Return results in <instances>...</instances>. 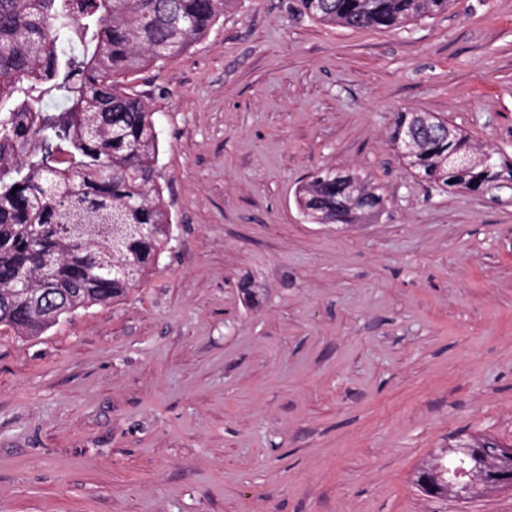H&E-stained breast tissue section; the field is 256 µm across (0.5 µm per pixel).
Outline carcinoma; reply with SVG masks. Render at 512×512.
Returning <instances> with one entry per match:
<instances>
[{
    "label": "carcinoma",
    "mask_w": 512,
    "mask_h": 512,
    "mask_svg": "<svg viewBox=\"0 0 512 512\" xmlns=\"http://www.w3.org/2000/svg\"><path fill=\"white\" fill-rule=\"evenodd\" d=\"M233 0H0V325L38 336L63 315L138 287L172 234L150 105L127 83L186 51ZM452 0H295L320 23L388 29ZM61 106L44 108L41 94ZM416 137L409 169L477 196L512 191V154L489 153L430 112L396 114L391 140ZM310 224H359L385 209L373 183L329 167L295 190ZM24 283L28 293L19 292ZM47 294L43 307L30 296ZM512 475V443L471 436L415 474L427 497L489 492L482 473Z\"/></svg>",
    "instance_id": "1"
}]
</instances>
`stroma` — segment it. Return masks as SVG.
Returning a JSON list of instances; mask_svg holds the SVG:
<instances>
[{
	"label": "stroma",
	"instance_id": "stroma-1",
	"mask_svg": "<svg viewBox=\"0 0 512 512\" xmlns=\"http://www.w3.org/2000/svg\"><path fill=\"white\" fill-rule=\"evenodd\" d=\"M236 0L131 83L173 218L125 299L0 325V512H512L413 483L435 449L512 441V203L428 187L396 113L512 152V0L390 29ZM370 224L307 223L319 167ZM295 200L310 224H359L383 213L386 203L373 183L335 167L311 174L295 190Z\"/></svg>",
	"mask_w": 512,
	"mask_h": 512
}]
</instances>
